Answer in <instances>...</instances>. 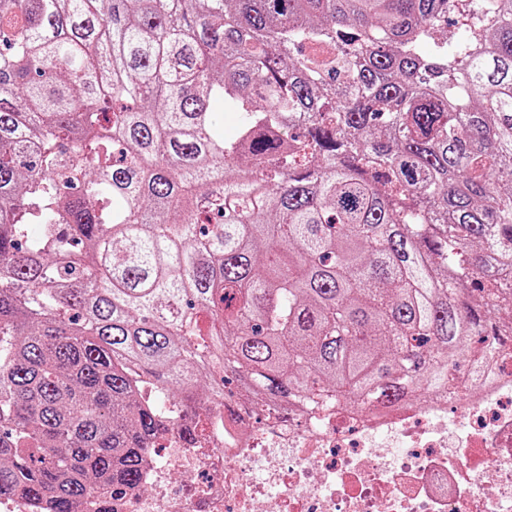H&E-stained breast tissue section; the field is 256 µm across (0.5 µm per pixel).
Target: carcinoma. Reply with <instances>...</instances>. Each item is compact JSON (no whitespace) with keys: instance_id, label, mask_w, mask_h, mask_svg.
<instances>
[{"instance_id":"obj_1","label":"carcinoma","mask_w":512,"mask_h":512,"mask_svg":"<svg viewBox=\"0 0 512 512\" xmlns=\"http://www.w3.org/2000/svg\"><path fill=\"white\" fill-rule=\"evenodd\" d=\"M501 336L512 0H0V499L140 488L146 383L399 406Z\"/></svg>"}]
</instances>
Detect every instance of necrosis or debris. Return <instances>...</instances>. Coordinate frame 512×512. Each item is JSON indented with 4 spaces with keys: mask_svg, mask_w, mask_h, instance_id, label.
I'll return each instance as SVG.
<instances>
[{
    "mask_svg": "<svg viewBox=\"0 0 512 512\" xmlns=\"http://www.w3.org/2000/svg\"><path fill=\"white\" fill-rule=\"evenodd\" d=\"M208 410L194 447L166 434L145 490L81 512H512V341L488 361L475 352L445 396L382 417Z\"/></svg>",
    "mask_w": 512,
    "mask_h": 512,
    "instance_id": "necrosis-or-debris-1",
    "label": "necrosis or debris"
}]
</instances>
